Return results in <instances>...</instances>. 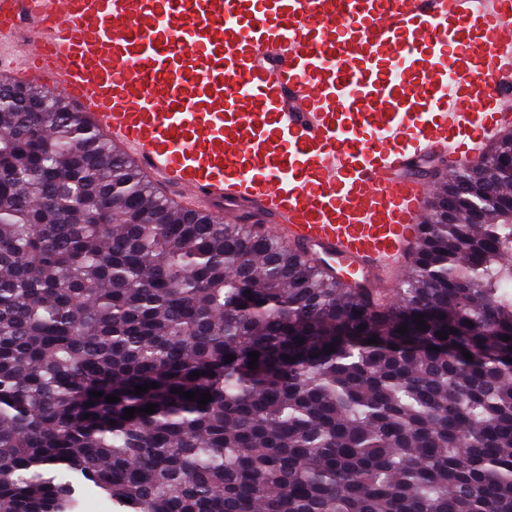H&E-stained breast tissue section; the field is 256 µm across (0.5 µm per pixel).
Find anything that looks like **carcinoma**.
<instances>
[{"instance_id": "obj_1", "label": "carcinoma", "mask_w": 512, "mask_h": 512, "mask_svg": "<svg viewBox=\"0 0 512 512\" xmlns=\"http://www.w3.org/2000/svg\"><path fill=\"white\" fill-rule=\"evenodd\" d=\"M3 89L0 512L83 489L117 512H512V222L468 205L512 208V182L453 174L390 303L169 203L51 90Z\"/></svg>"}]
</instances>
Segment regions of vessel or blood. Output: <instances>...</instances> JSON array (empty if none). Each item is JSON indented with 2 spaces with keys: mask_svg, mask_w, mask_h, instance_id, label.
<instances>
[{
  "mask_svg": "<svg viewBox=\"0 0 512 512\" xmlns=\"http://www.w3.org/2000/svg\"><path fill=\"white\" fill-rule=\"evenodd\" d=\"M0 78L180 205L382 288L435 172L512 129V0H0Z\"/></svg>",
  "mask_w": 512,
  "mask_h": 512,
  "instance_id": "obj_1",
  "label": "vessel or blood"
}]
</instances>
